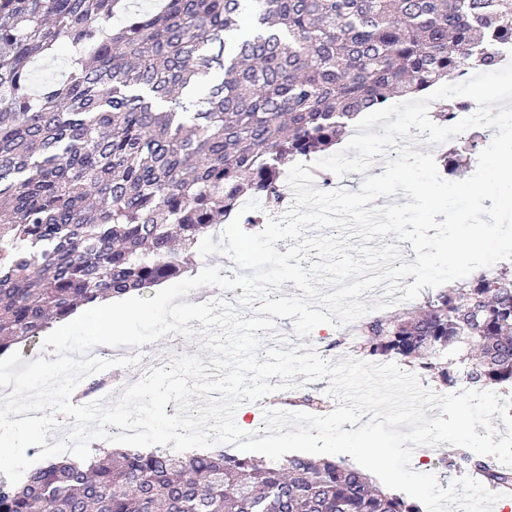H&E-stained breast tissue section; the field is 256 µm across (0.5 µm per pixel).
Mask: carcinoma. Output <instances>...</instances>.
<instances>
[{
    "mask_svg": "<svg viewBox=\"0 0 512 512\" xmlns=\"http://www.w3.org/2000/svg\"><path fill=\"white\" fill-rule=\"evenodd\" d=\"M124 13L122 26L112 17ZM512 51V0H0V353L80 305L176 279L246 196L281 200L287 160L336 145L345 119L498 69ZM71 54L62 80L37 59ZM473 101L440 102L448 125ZM460 138L446 157L478 152ZM372 360L453 349L467 382L512 388V278L476 273L419 311L368 318ZM457 449L448 467L488 484L512 470ZM0 512H421L330 459L257 460L222 448L108 451L0 478Z\"/></svg>",
    "mask_w": 512,
    "mask_h": 512,
    "instance_id": "carcinoma-1",
    "label": "carcinoma"
}]
</instances>
